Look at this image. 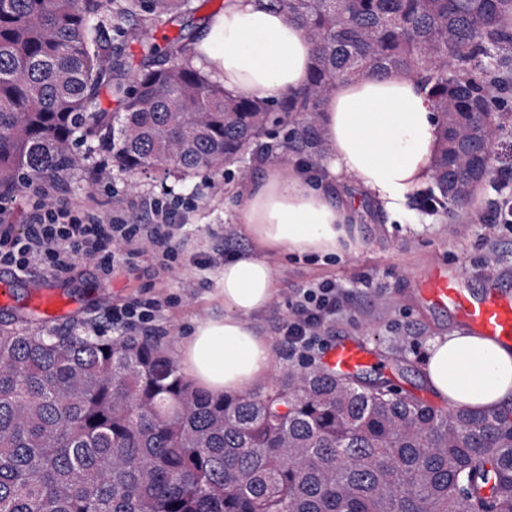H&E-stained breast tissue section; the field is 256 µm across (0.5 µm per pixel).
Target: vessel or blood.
<instances>
[{"instance_id":"obj_1","label":"vessel or blood","mask_w":512,"mask_h":512,"mask_svg":"<svg viewBox=\"0 0 512 512\" xmlns=\"http://www.w3.org/2000/svg\"><path fill=\"white\" fill-rule=\"evenodd\" d=\"M421 280L425 299L436 306H453L470 331L512 341L511 293L492 287L477 296L466 295L459 277L440 268L423 274ZM370 359L367 349L353 343L336 344L328 355L336 371L345 373L362 368Z\"/></svg>"}]
</instances>
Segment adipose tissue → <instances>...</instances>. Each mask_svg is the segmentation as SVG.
<instances>
[{
  "instance_id": "adipose-tissue-1",
  "label": "adipose tissue",
  "mask_w": 512,
  "mask_h": 512,
  "mask_svg": "<svg viewBox=\"0 0 512 512\" xmlns=\"http://www.w3.org/2000/svg\"><path fill=\"white\" fill-rule=\"evenodd\" d=\"M312 44L262 0H225L193 59L225 90L274 98L308 82ZM329 153L318 177L303 167H270L252 184L238 222L252 250L225 260L222 311L198 324L178 352L185 373L213 396L264 387L274 370L269 338L252 322L274 293L271 253L358 252L363 242L349 207L330 186L353 180L384 209H399L431 179L440 127L415 76L406 71L337 82L323 105ZM429 388L450 409L492 410L512 404V345L456 330L436 337L425 366Z\"/></svg>"
}]
</instances>
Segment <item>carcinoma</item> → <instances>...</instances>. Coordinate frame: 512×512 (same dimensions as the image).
Returning a JSON list of instances; mask_svg holds the SVG:
<instances>
[{"label": "carcinoma", "instance_id": "obj_1", "mask_svg": "<svg viewBox=\"0 0 512 512\" xmlns=\"http://www.w3.org/2000/svg\"><path fill=\"white\" fill-rule=\"evenodd\" d=\"M315 51L307 85L235 96L186 46L141 43L132 66L106 23L151 30L194 0H0V223L24 188L115 162L127 174L222 167L283 129L324 157L337 81L417 74L442 130L425 206L467 209L456 186L497 172L512 111V0H267ZM0 512H512V407L448 409L305 364L259 393L213 397L154 336L0 325Z\"/></svg>", "mask_w": 512, "mask_h": 512}]
</instances>
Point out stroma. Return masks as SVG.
I'll return each instance as SVG.
<instances>
[{"label": "stroma", "mask_w": 512, "mask_h": 512, "mask_svg": "<svg viewBox=\"0 0 512 512\" xmlns=\"http://www.w3.org/2000/svg\"><path fill=\"white\" fill-rule=\"evenodd\" d=\"M195 4L197 10L190 16L152 31L154 41L161 44L180 36L187 45H194L211 19L223 11L224 0H195ZM277 162V157L259 160L248 152L221 169L183 179L141 176L133 180L115 171L97 182L84 171L73 172L57 191L59 201L92 200L95 213L101 216L111 212L115 197L130 193L163 202H185L181 227L175 232L182 242L179 261L183 271L169 278L158 276L159 258L152 254L116 257L106 274L81 263L54 278L34 270L18 281L12 306L0 310V323L30 314L48 280L70 303L68 313L55 320V327L76 321L107 336L113 333V306L161 296L166 303L152 324V333L170 353H177L195 326L217 312L219 273L225 259L251 246L236 222L237 209L251 182L241 179V168L250 167L251 180H257ZM333 192L357 217L362 250L355 255L271 256L275 293L253 322L273 341L277 371H285L296 363L287 347L277 341L278 329L288 317L289 293L336 281L348 291L352 310L337 317L327 345L342 340L359 343L376 360L366 368L367 377L384 376L396 387L432 401L422 374L429 342L459 328L460 323L452 309L436 308L421 299L415 276L439 265L467 274L466 287L475 293L483 290L490 278L512 288V230L492 226L500 201L497 184H484L471 208L455 216L442 209L424 212L417 194L403 212L390 215L352 181L336 183ZM489 256L494 259L490 268L485 265Z\"/></svg>", "instance_id": "1"}]
</instances>
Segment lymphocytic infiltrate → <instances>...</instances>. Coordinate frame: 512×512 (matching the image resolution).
Instances as JSON below:
<instances>
[{
	"label": "lymphocytic infiltrate",
	"instance_id": "1",
	"mask_svg": "<svg viewBox=\"0 0 512 512\" xmlns=\"http://www.w3.org/2000/svg\"><path fill=\"white\" fill-rule=\"evenodd\" d=\"M54 190L39 191L22 230L0 225V266L19 273L39 268L52 274L68 272L75 264H90L109 271L116 255L160 253L168 274L179 271L180 241L172 229L178 220L177 206L151 204L152 220L131 223L124 209L107 217L92 213L89 205L62 206L53 200ZM292 315L280 328L279 338L290 354L313 359L320 351L326 330L346 308V295L333 281L302 288L289 298Z\"/></svg>",
	"mask_w": 512,
	"mask_h": 512
}]
</instances>
